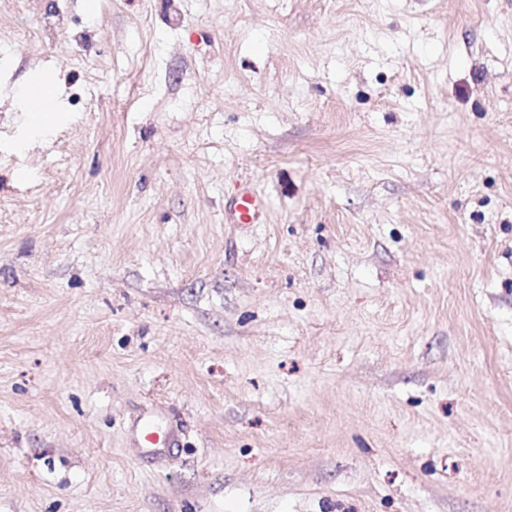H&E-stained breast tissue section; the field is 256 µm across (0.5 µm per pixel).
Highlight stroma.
I'll return each instance as SVG.
<instances>
[{
    "label": "stroma",
    "mask_w": 512,
    "mask_h": 512,
    "mask_svg": "<svg viewBox=\"0 0 512 512\" xmlns=\"http://www.w3.org/2000/svg\"><path fill=\"white\" fill-rule=\"evenodd\" d=\"M0 512H512V0H0ZM25 97L35 101L33 108L29 109L28 120L31 127L45 133L53 126L52 113L58 112L59 94L54 83H49L37 88H26ZM265 207L263 198L250 185H244L233 203L235 219L240 224H253Z\"/></svg>",
    "instance_id": "stroma-1"
}]
</instances>
